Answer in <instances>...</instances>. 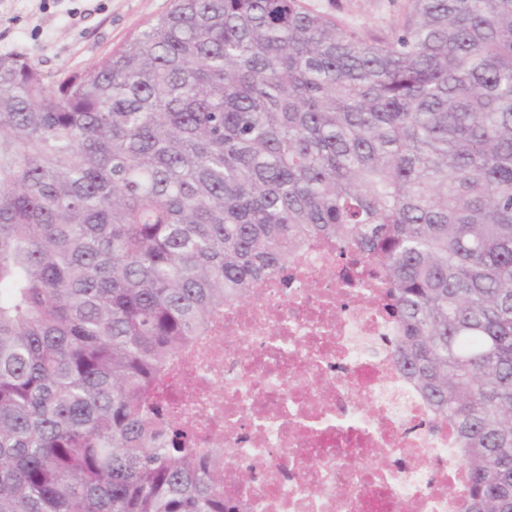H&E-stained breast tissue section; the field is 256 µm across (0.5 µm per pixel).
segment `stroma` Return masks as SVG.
I'll return each instance as SVG.
<instances>
[{
  "instance_id": "35a3bbf8",
  "label": "stroma",
  "mask_w": 512,
  "mask_h": 512,
  "mask_svg": "<svg viewBox=\"0 0 512 512\" xmlns=\"http://www.w3.org/2000/svg\"><path fill=\"white\" fill-rule=\"evenodd\" d=\"M365 36L388 34L407 0H307ZM171 0H0V56L19 55L45 75L103 63Z\"/></svg>"
}]
</instances>
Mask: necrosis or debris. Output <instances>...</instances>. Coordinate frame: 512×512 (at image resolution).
Returning <instances> with one entry per match:
<instances>
[{
	"instance_id": "obj_1",
	"label": "necrosis or debris",
	"mask_w": 512,
	"mask_h": 512,
	"mask_svg": "<svg viewBox=\"0 0 512 512\" xmlns=\"http://www.w3.org/2000/svg\"><path fill=\"white\" fill-rule=\"evenodd\" d=\"M382 295L365 265L299 250L172 370L163 397L241 512H469L458 440L397 365Z\"/></svg>"
}]
</instances>
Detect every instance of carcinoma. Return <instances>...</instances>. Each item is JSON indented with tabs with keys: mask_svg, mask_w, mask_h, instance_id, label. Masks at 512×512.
<instances>
[{
	"mask_svg": "<svg viewBox=\"0 0 512 512\" xmlns=\"http://www.w3.org/2000/svg\"><path fill=\"white\" fill-rule=\"evenodd\" d=\"M311 242L378 268L470 512H512V0L382 38L172 0L52 83L0 56V512H239L154 397Z\"/></svg>",
	"mask_w": 512,
	"mask_h": 512,
	"instance_id": "obj_1",
	"label": "carcinoma"
}]
</instances>
